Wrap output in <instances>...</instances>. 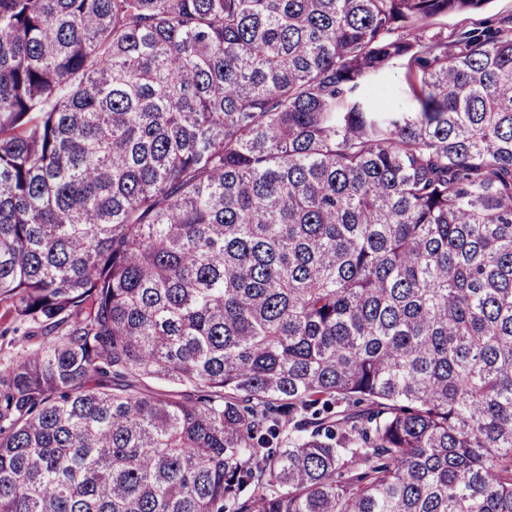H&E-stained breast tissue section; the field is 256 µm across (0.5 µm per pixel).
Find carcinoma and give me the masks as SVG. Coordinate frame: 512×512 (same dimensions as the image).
Wrapping results in <instances>:
<instances>
[{"mask_svg": "<svg viewBox=\"0 0 512 512\" xmlns=\"http://www.w3.org/2000/svg\"><path fill=\"white\" fill-rule=\"evenodd\" d=\"M489 2L0 0V512H512Z\"/></svg>", "mask_w": 512, "mask_h": 512, "instance_id": "cac0c4a2", "label": "carcinoma"}]
</instances>
